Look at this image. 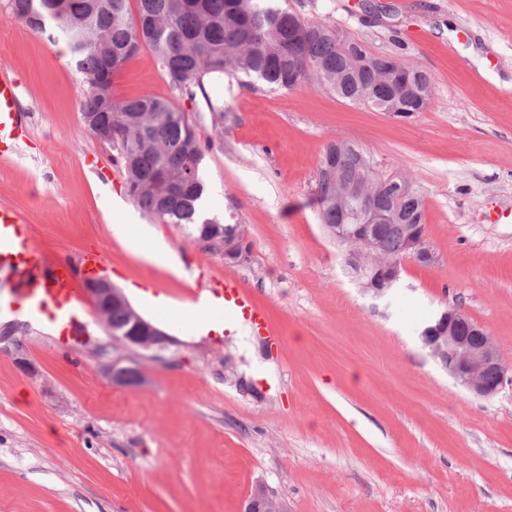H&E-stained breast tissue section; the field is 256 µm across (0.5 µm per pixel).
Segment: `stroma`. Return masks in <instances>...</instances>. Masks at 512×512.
I'll return each instance as SVG.
<instances>
[{
    "label": "stroma",
    "instance_id": "1",
    "mask_svg": "<svg viewBox=\"0 0 512 512\" xmlns=\"http://www.w3.org/2000/svg\"><path fill=\"white\" fill-rule=\"evenodd\" d=\"M361 2L281 0L427 72L429 106L412 119L316 82L273 90L227 74L207 86L224 107L218 132L148 48L114 77L115 99L167 100L210 141L206 207L251 244L229 265L142 215L111 149L83 123L72 57L0 0V67L19 79L30 124L0 165V204L20 209L54 253L101 249L111 282L176 340L156 361L96 321L77 356L62 354L0 279V326L26 325L24 354L38 370L0 352V512H245L260 484L286 512H512V371L494 396L474 397L420 339L457 305L512 368V0H384L376 16ZM337 139L424 196L437 260L403 259L380 299L353 281L320 221L318 165ZM158 242L181 274L143 259ZM227 274L266 309L280 343L244 329L198 335L179 319L187 277ZM148 293L170 307H149ZM116 356L133 359L138 383L112 385L102 366Z\"/></svg>",
    "mask_w": 512,
    "mask_h": 512
}]
</instances>
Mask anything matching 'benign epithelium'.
Returning a JSON list of instances; mask_svg holds the SVG:
<instances>
[{
    "mask_svg": "<svg viewBox=\"0 0 512 512\" xmlns=\"http://www.w3.org/2000/svg\"><path fill=\"white\" fill-rule=\"evenodd\" d=\"M351 195L354 198L358 223L349 228L342 224L328 228L336 242L345 247L343 259L347 268L356 262L357 253L352 244L372 242L375 239L376 225L385 219V214L374 207L371 194L354 188ZM408 250L420 263L430 265L436 261V255L422 225H411ZM87 293L93 298L102 319L106 317L103 309L113 304H119L130 311V326L121 331H112L113 338L122 346L146 352L168 348L172 341L170 335L133 311L120 289L89 288ZM420 338L434 360L454 382L475 396L489 397L495 394L500 387V381L504 380L508 372L493 337L457 306H448L440 312L435 324L427 326L421 332ZM0 345L5 350L14 348L17 363L30 375H35V370L21 354L23 345L20 338L15 335L0 336ZM123 362V358L116 357L104 365L106 376L114 384L125 383ZM249 505L259 506L262 512H283L279 500L263 486L254 489Z\"/></svg>",
    "mask_w": 512,
    "mask_h": 512,
    "instance_id": "benign-epithelium-1",
    "label": "benign epithelium"
}]
</instances>
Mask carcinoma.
Here are the masks:
<instances>
[{"label": "carcinoma", "instance_id": "1", "mask_svg": "<svg viewBox=\"0 0 512 512\" xmlns=\"http://www.w3.org/2000/svg\"><path fill=\"white\" fill-rule=\"evenodd\" d=\"M13 14L32 31L66 43L86 91L82 115L88 130L116 152L126 173L125 189L148 217L189 230V236L221 250L240 234L239 225L207 216L206 185L200 165L209 143L197 137L185 113L170 102L144 95L107 107L112 76L148 47L171 88L198 112L210 113L223 128L224 108L205 83L214 75L241 73L271 89L290 90L318 76L352 103L398 119L424 111L430 100L429 76L411 63L400 70L380 67V54L336 29L305 19L276 0H10ZM317 199L324 224L354 223L353 200L343 188L362 176L354 145L332 141L318 166ZM376 205L398 212L379 227L376 251L389 260L410 256L407 228L424 223L419 191L404 198L388 188L376 191Z\"/></svg>", "mask_w": 512, "mask_h": 512}]
</instances>
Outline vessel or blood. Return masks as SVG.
Wrapping results in <instances>:
<instances>
[{"label":"vessel or blood","mask_w":512,"mask_h":512,"mask_svg":"<svg viewBox=\"0 0 512 512\" xmlns=\"http://www.w3.org/2000/svg\"><path fill=\"white\" fill-rule=\"evenodd\" d=\"M28 134L29 128L22 119L19 84L1 68L0 159H9ZM108 271L104 255L97 248L87 250L76 260L50 254L34 241L21 212L8 205L0 206V276L9 279L16 292L28 298L33 317L49 316L51 338L57 349L72 351L90 335L93 313L80 283ZM185 294L199 306L200 317L221 313L268 343L280 339L266 310L234 276L214 278L204 284L188 283Z\"/></svg>","instance_id":"b4317fda"}]
</instances>
